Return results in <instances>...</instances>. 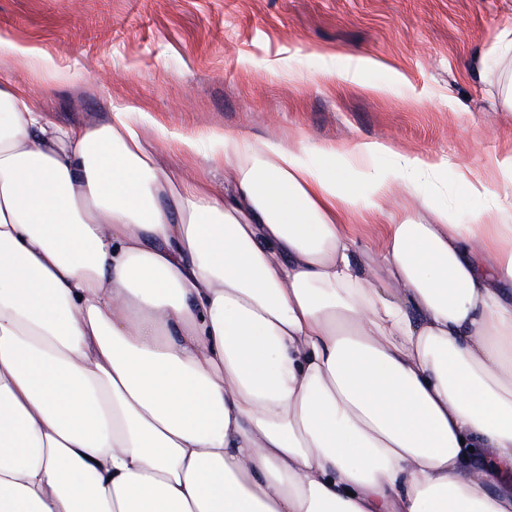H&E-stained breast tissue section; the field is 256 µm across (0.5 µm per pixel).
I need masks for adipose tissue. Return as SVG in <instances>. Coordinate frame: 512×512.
Instances as JSON below:
<instances>
[{
	"mask_svg": "<svg viewBox=\"0 0 512 512\" xmlns=\"http://www.w3.org/2000/svg\"><path fill=\"white\" fill-rule=\"evenodd\" d=\"M149 127L0 81V512H512V155Z\"/></svg>",
	"mask_w": 512,
	"mask_h": 512,
	"instance_id": "obj_1",
	"label": "adipose tissue"
}]
</instances>
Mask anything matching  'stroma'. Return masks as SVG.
Returning a JSON list of instances; mask_svg holds the SVG:
<instances>
[{"mask_svg":"<svg viewBox=\"0 0 512 512\" xmlns=\"http://www.w3.org/2000/svg\"><path fill=\"white\" fill-rule=\"evenodd\" d=\"M505 29L512 0H0V33L74 78L0 74L59 124L93 128L123 104L202 141L389 140L493 181L512 154V112L487 61ZM330 56L342 71L375 65L356 84L317 81Z\"/></svg>","mask_w":512,"mask_h":512,"instance_id":"stroma-1","label":"stroma"}]
</instances>
